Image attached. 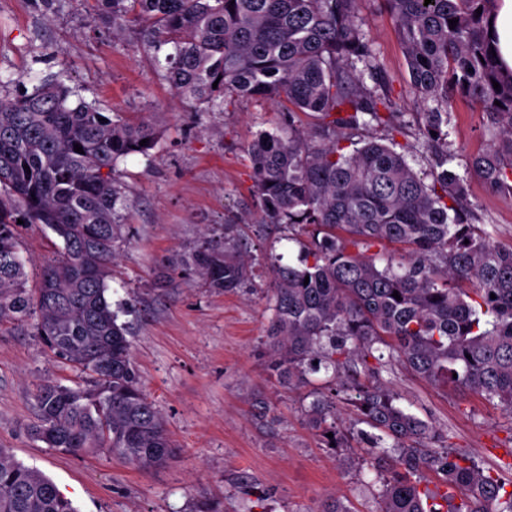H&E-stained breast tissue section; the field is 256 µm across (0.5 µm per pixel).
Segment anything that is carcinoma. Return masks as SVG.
Wrapping results in <instances>:
<instances>
[{
    "instance_id": "obj_1",
    "label": "carcinoma",
    "mask_w": 512,
    "mask_h": 512,
    "mask_svg": "<svg viewBox=\"0 0 512 512\" xmlns=\"http://www.w3.org/2000/svg\"><path fill=\"white\" fill-rule=\"evenodd\" d=\"M359 2L96 0L113 31L137 26L145 46L168 48L167 77L183 99L218 109L235 97L288 105V121L247 146L264 223L314 228L304 267L274 257L264 342L271 377L300 387L309 374L337 376L383 345L420 378L512 409V247L476 225L464 177L446 168L444 130L458 96L482 113L489 143L466 158V169L512 200V70L492 55L489 36L497 0H384L426 107L430 183L393 147L357 138L367 128L401 133L391 100L367 88L357 67L374 62ZM156 139L149 121L108 118L57 76L0 100V325L36 318L39 342L87 375L72 386L40 380L28 433L48 448L139 468L168 465L176 448L143 388L107 280L119 227L116 163L150 155ZM19 219L63 244L35 289L13 260ZM225 230L223 243H205L188 264L208 287L234 292L253 270L232 225ZM346 391L376 430L367 439L380 512H512L500 479L463 455L432 450L433 427L397 405L392 391L376 381ZM305 412L311 429L343 447L333 402L315 392ZM425 470L440 483L429 487ZM0 512L77 509L52 480L0 448Z\"/></svg>"
}]
</instances>
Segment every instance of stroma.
Instances as JSON below:
<instances>
[{
    "label": "stroma",
    "mask_w": 512,
    "mask_h": 512,
    "mask_svg": "<svg viewBox=\"0 0 512 512\" xmlns=\"http://www.w3.org/2000/svg\"><path fill=\"white\" fill-rule=\"evenodd\" d=\"M94 0H0V99L33 92L62 74L88 102L127 118L150 119L160 137L149 155L132 154L116 166L121 197L120 229L109 280L113 307L129 328L132 356L142 384L164 415L178 454L166 467L142 469L107 454L78 456L47 448L27 431L35 419L34 382L51 377L70 385L79 378L45 350L32 324L0 325V448L50 478L78 512H193L200 503L214 512H317L333 497L351 512H378L381 484L371 450L350 402L337 404L343 451L328 447L306 423L309 392H329L330 374H312L307 386L268 381L257 345L272 316L266 305L271 255L301 266L310 235L291 241L286 224L261 231L251 194L246 153L254 133L274 129L280 105L237 98L209 109L179 97L154 53L134 28L114 33L98 19ZM361 28L375 53L366 85L389 98L404 126L396 141L409 164L426 172L432 155L418 134L420 107L395 27L382 0H360ZM452 166L487 144L481 113L456 99L448 121ZM479 225L504 248L512 247V202L478 177L467 179ZM239 215L235 234L252 244L253 275L246 289L224 293L204 286L184 264L202 242L224 239L227 216ZM31 282L57 259L63 245L38 224L18 228ZM166 267L165 287L155 285ZM378 373L399 402L428 421L434 448L470 455L495 471L512 491L504 456L512 446V410L486 403L451 385L432 383L385 358L355 364L343 381ZM264 399L273 425L253 415Z\"/></svg>",
    "instance_id": "obj_1"
}]
</instances>
